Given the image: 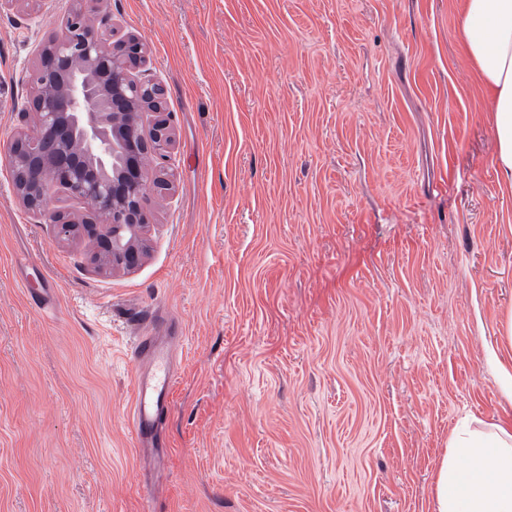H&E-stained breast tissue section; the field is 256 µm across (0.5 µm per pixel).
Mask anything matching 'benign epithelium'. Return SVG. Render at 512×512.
<instances>
[{
    "label": "benign epithelium",
    "mask_w": 512,
    "mask_h": 512,
    "mask_svg": "<svg viewBox=\"0 0 512 512\" xmlns=\"http://www.w3.org/2000/svg\"><path fill=\"white\" fill-rule=\"evenodd\" d=\"M101 2L73 0L62 34L38 50L33 127L13 139L7 158L18 198L52 225L58 240L87 242L100 270H130L147 250L145 196H164L173 186L172 172L150 160L173 149L175 133L162 86L136 74L147 64L145 43L134 35L115 38ZM147 111L155 120L145 131ZM49 182L82 200L87 214L48 210Z\"/></svg>",
    "instance_id": "benign-epithelium-1"
}]
</instances>
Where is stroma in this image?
<instances>
[{
  "instance_id": "1",
  "label": "stroma",
  "mask_w": 512,
  "mask_h": 512,
  "mask_svg": "<svg viewBox=\"0 0 512 512\" xmlns=\"http://www.w3.org/2000/svg\"><path fill=\"white\" fill-rule=\"evenodd\" d=\"M106 7L174 186L110 274L19 204L3 150L70 0L0 10V512H432L451 431L512 421V187L462 0ZM149 327L177 342L157 452L128 430Z\"/></svg>"
}]
</instances>
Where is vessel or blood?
I'll use <instances>...</instances> for the list:
<instances>
[{
    "instance_id": "vessel-or-blood-1",
    "label": "vessel or blood",
    "mask_w": 512,
    "mask_h": 512,
    "mask_svg": "<svg viewBox=\"0 0 512 512\" xmlns=\"http://www.w3.org/2000/svg\"><path fill=\"white\" fill-rule=\"evenodd\" d=\"M172 344L145 334L136 338L133 357L142 362L134 373V397L130 432L137 448L154 446L155 433L170 406L177 377L171 365Z\"/></svg>"
}]
</instances>
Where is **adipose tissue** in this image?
Returning a JSON list of instances; mask_svg holds the SVG:
<instances>
[{"label": "adipose tissue", "mask_w": 512, "mask_h": 512, "mask_svg": "<svg viewBox=\"0 0 512 512\" xmlns=\"http://www.w3.org/2000/svg\"><path fill=\"white\" fill-rule=\"evenodd\" d=\"M464 48L492 92L496 164L512 185V0H463ZM433 512H512V423L452 431L434 480Z\"/></svg>", "instance_id": "adipose-tissue-1"}]
</instances>
